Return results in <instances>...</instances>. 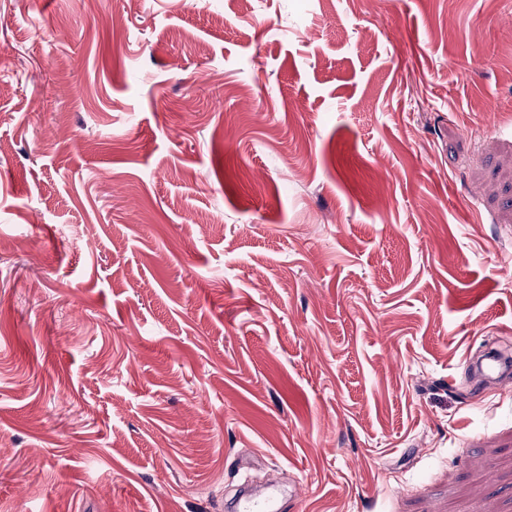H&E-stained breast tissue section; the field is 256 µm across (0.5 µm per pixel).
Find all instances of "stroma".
I'll return each mask as SVG.
<instances>
[{
    "label": "stroma",
    "instance_id": "35a3bbf8",
    "mask_svg": "<svg viewBox=\"0 0 512 512\" xmlns=\"http://www.w3.org/2000/svg\"><path fill=\"white\" fill-rule=\"evenodd\" d=\"M0 512H512V0H0ZM238 512H276L277 499L274 492L263 497L242 496L236 503Z\"/></svg>",
    "mask_w": 512,
    "mask_h": 512
}]
</instances>
